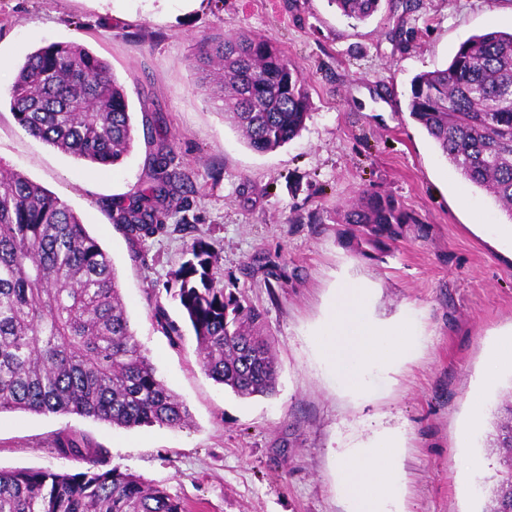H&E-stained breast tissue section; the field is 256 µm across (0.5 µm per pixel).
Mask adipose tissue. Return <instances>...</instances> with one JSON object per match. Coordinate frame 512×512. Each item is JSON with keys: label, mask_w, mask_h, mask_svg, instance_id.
I'll return each instance as SVG.
<instances>
[{"label": "adipose tissue", "mask_w": 512, "mask_h": 512, "mask_svg": "<svg viewBox=\"0 0 512 512\" xmlns=\"http://www.w3.org/2000/svg\"><path fill=\"white\" fill-rule=\"evenodd\" d=\"M413 334L411 321L397 327L374 321L367 311L365 288L342 283L316 336L321 356L337 380L349 391L360 393L370 370L407 356ZM397 446V437L388 435L373 447L357 450L343 463L342 492L353 512H388L389 504L400 496Z\"/></svg>", "instance_id": "adipose-tissue-1"}]
</instances>
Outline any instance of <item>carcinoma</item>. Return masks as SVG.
<instances>
[{
	"label": "carcinoma",
	"instance_id": "1",
	"mask_svg": "<svg viewBox=\"0 0 512 512\" xmlns=\"http://www.w3.org/2000/svg\"><path fill=\"white\" fill-rule=\"evenodd\" d=\"M363 22L381 0H330ZM189 67L224 119L257 152L297 137L311 101L303 76L268 38L206 33ZM10 107L31 136L97 167L120 163L134 143L124 87L102 58L53 42L18 67ZM411 117L461 176L489 192L512 219V31L472 37L448 66L411 83ZM144 187L112 208L134 238L154 234L185 208L189 176L174 145L159 144ZM365 255L381 252L418 223L372 187L336 213ZM175 273L200 365L240 398L276 392L277 363L264 312L214 285V254L196 241ZM76 414L119 426L179 428L191 413L159 378L131 328L108 254L80 217L24 174L0 173V413ZM499 468L483 512H512V401L489 434ZM59 455L86 464L74 474L0 469V512H185L166 490L116 469L98 450L67 438Z\"/></svg>",
	"mask_w": 512,
	"mask_h": 512
}]
</instances>
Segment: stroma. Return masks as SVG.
I'll return each instance as SVG.
<instances>
[{"label": "stroma", "mask_w": 512, "mask_h": 512, "mask_svg": "<svg viewBox=\"0 0 512 512\" xmlns=\"http://www.w3.org/2000/svg\"><path fill=\"white\" fill-rule=\"evenodd\" d=\"M511 30L512 0H382L364 23L328 0H0V165L82 219L112 260L138 340L191 412L175 429L5 412L0 468L84 470L56 453L69 431L100 449V469L139 475L186 512H348L336 488L340 455L395 432L402 512H481L498 467L486 439L512 378L480 419L469 393L492 348L512 336V259L494 232L512 219L441 155L407 104L412 79L446 67L472 35ZM242 31L276 42L312 101L300 135L267 153L243 142L188 66L201 34ZM61 41L105 59L127 91L137 136L118 165L49 147L10 109L18 65ZM163 138L190 178L188 208L134 239L110 211L142 186ZM368 185L419 223L363 255L332 217ZM199 239L214 247L217 287L265 313L280 368L275 396L237 397L201 368L173 277ZM344 278L370 288L376 319L410 317L418 335L414 355L372 371L360 395L338 383L312 340ZM473 421L472 446L458 447Z\"/></svg>", "instance_id": "obj_1"}]
</instances>
